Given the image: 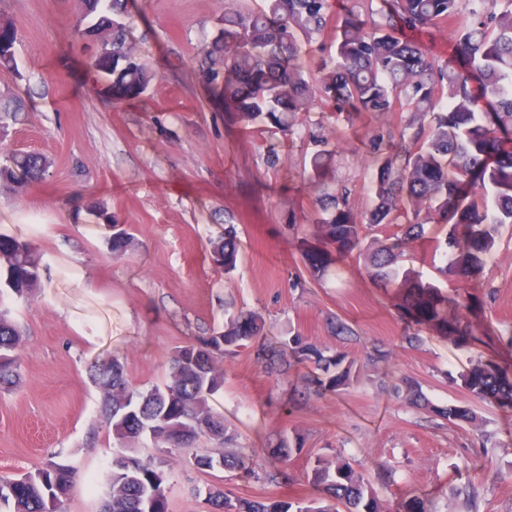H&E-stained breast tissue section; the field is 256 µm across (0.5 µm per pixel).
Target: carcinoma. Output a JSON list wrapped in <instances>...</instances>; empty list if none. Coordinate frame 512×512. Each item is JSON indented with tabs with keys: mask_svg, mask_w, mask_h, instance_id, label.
<instances>
[{
	"mask_svg": "<svg viewBox=\"0 0 512 512\" xmlns=\"http://www.w3.org/2000/svg\"><path fill=\"white\" fill-rule=\"evenodd\" d=\"M368 17L354 12L336 15L332 0H264L257 10L224 9L218 19L223 37L200 51L199 68L209 84L222 89L224 103L233 107L245 124L267 132L294 133L297 116L309 111L316 97L349 112L384 114L398 104L410 118L398 132V142L379 155L375 205L360 222L348 204V190L340 189L316 199V224L339 255L362 249L365 271L374 282L395 292L406 291L417 313L445 328L459 331L460 318L448 320L447 297L421 281L405 267L398 234L386 243L374 232L399 226L406 213L405 235L421 236L426 224L448 225V238L436 244L443 275H464L482 265L500 228L512 224V149L497 146L498 132L512 125V0H476L480 8L458 32L461 60H440L408 30H421L453 17L461 0H383ZM79 36H94L100 54L87 59L89 68L112 79L113 97H133L150 76L128 41L126 0H80ZM336 27L332 43L336 66L319 84H310L297 59L304 42ZM16 31L0 16V66L15 61ZM309 160L308 179L320 183L328 177L336 148L329 140ZM49 160L39 153L5 156L0 178L39 182L46 178ZM90 215L113 228L108 238L114 253L126 251L129 234L104 207L88 206ZM213 260L231 271L238 249L231 237L213 248ZM0 279L20 298L40 287V263L31 247L0 236ZM261 316L252 311L229 318L224 328L201 342L175 348L169 380L162 386H131L124 365L103 357L93 365L91 378L103 395L101 417L112 433V469L106 475L101 512H168L167 481L180 451L200 437L222 445L231 443L224 416L210 400L224 386L218 362L224 355L256 342ZM22 335L9 310L0 308V391L10 390L19 376L17 349ZM261 362L270 374L290 369L286 356L299 365L313 362L323 376L310 379L314 392H338L357 378L354 362L343 354L324 356L298 336L281 343ZM512 368L487 365L475 368L467 385L476 396L486 392L512 401ZM148 441L153 453L145 458L125 454L131 442ZM201 469L255 474L241 454L196 455ZM306 479L327 492L334 504L315 500L268 503L232 499L209 490L219 512H382L376 493L364 475L341 455L317 457ZM74 487L69 466L52 462L17 478L0 476V512H66Z\"/></svg>",
	"mask_w": 512,
	"mask_h": 512,
	"instance_id": "1",
	"label": "carcinoma"
}]
</instances>
